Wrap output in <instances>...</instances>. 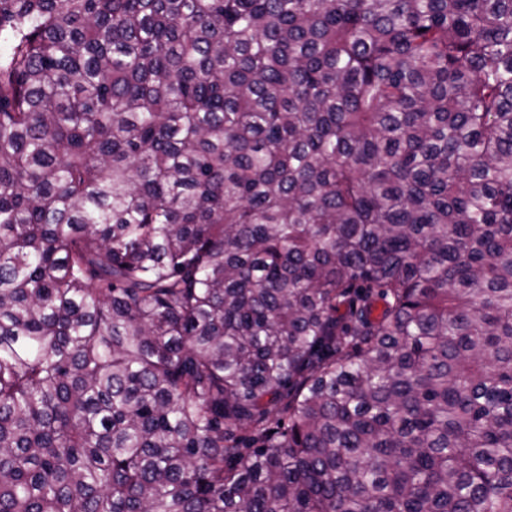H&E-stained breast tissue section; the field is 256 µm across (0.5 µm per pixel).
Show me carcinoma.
Returning <instances> with one entry per match:
<instances>
[{
	"label": "carcinoma",
	"mask_w": 512,
	"mask_h": 512,
	"mask_svg": "<svg viewBox=\"0 0 512 512\" xmlns=\"http://www.w3.org/2000/svg\"><path fill=\"white\" fill-rule=\"evenodd\" d=\"M0 512H512V0H0Z\"/></svg>",
	"instance_id": "cac0c4a2"
}]
</instances>
